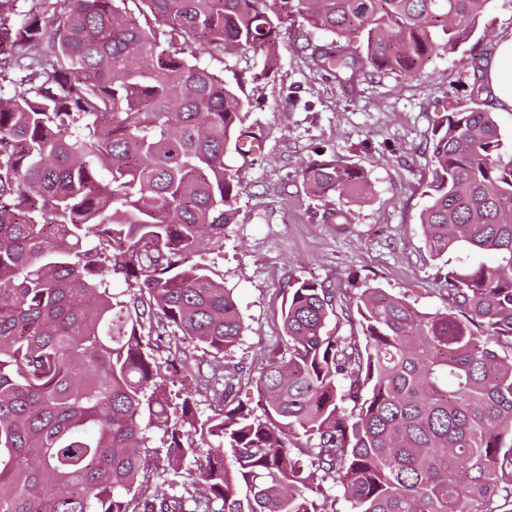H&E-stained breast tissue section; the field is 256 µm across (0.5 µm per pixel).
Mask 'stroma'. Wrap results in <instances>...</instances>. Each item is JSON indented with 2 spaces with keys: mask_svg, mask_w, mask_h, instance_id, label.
<instances>
[{
  "mask_svg": "<svg viewBox=\"0 0 512 512\" xmlns=\"http://www.w3.org/2000/svg\"><path fill=\"white\" fill-rule=\"evenodd\" d=\"M512 34V0H487L473 35L456 52L434 56L422 76L396 75L341 87L299 50L329 33L293 20L279 29V62L264 72L253 50L202 56L203 64L241 76L249 100L245 126L261 145L226 168L243 190L224 247L211 268L232 288L244 325L227 364L259 371L282 345L281 305L293 280L352 293L369 285L408 295L422 312L444 309L438 262L425 248L420 215L432 180L429 138L446 109L469 103L484 63ZM367 172L368 195L349 206L344 224L323 222L335 198L312 196L303 170L331 157Z\"/></svg>",
  "mask_w": 512,
  "mask_h": 512,
  "instance_id": "35a3bbf8",
  "label": "stroma"
}]
</instances>
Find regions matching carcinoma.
<instances>
[{
	"instance_id": "1",
	"label": "carcinoma",
	"mask_w": 512,
	"mask_h": 512,
	"mask_svg": "<svg viewBox=\"0 0 512 512\" xmlns=\"http://www.w3.org/2000/svg\"><path fill=\"white\" fill-rule=\"evenodd\" d=\"M485 2L35 0L0 18L28 59L0 97V512H337L328 482L350 512H512V151L482 101L430 138L420 224L445 309L291 281L287 341L245 376L224 365L232 292L189 262L224 247L241 195L224 156L250 136L241 83L200 55L252 49L271 72L298 18L335 36L300 50L353 91L455 52ZM303 177L338 224L370 189L339 159ZM331 314L364 340L322 336ZM245 381L256 411L232 406Z\"/></svg>"
}]
</instances>
